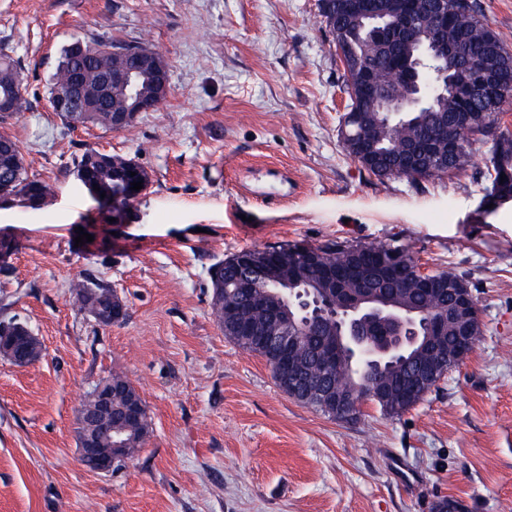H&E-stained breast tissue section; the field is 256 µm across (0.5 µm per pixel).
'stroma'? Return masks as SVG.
Returning <instances> with one entry per match:
<instances>
[{
    "mask_svg": "<svg viewBox=\"0 0 512 512\" xmlns=\"http://www.w3.org/2000/svg\"><path fill=\"white\" fill-rule=\"evenodd\" d=\"M161 52L170 94L120 131L65 125L48 104L64 47L100 38ZM28 107L0 130L53 196L0 201V320L42 357L0 356V512H512V203H483L491 138L469 166L380 179L345 150L348 98L318 0H0V54ZM151 176L120 223L73 173L85 150ZM91 234L76 245L79 232ZM390 242L464 278L483 319L472 355L401 417L344 422L285 394L224 335L208 270L280 243ZM86 272L127 306L103 327L74 302ZM122 372L152 431L116 472L80 461L77 416Z\"/></svg>",
    "mask_w": 512,
    "mask_h": 512,
    "instance_id": "1",
    "label": "stroma"
}]
</instances>
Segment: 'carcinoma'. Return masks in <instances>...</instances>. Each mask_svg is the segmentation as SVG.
<instances>
[{"mask_svg":"<svg viewBox=\"0 0 512 512\" xmlns=\"http://www.w3.org/2000/svg\"><path fill=\"white\" fill-rule=\"evenodd\" d=\"M448 12L452 24L442 30L441 39L454 47L462 42L466 45L468 59L446 64L428 55L419 43L427 39V33L420 27L400 29L393 33L388 45L372 46L367 55L376 70V93L389 96L392 92L400 93L411 103L410 112H372L370 98L357 104L358 119L354 136L343 139L348 154H359L358 163L369 174L384 178H406L414 182L442 178L450 173L464 170L471 161V146L480 137L495 136L494 148L489 158L488 180L485 188L486 197L493 206H502L512 202V132L500 128V108H490L484 102L470 106L474 118L469 125L454 126L459 113L460 102L458 90L469 81L472 67L490 68L498 71L512 81V51L508 48L507 36L495 32L484 22L476 0H447ZM112 39H100L91 43L93 57L74 58L70 50L63 51L61 60L52 76L51 86L64 87L76 75L83 81V88L95 91L103 70L115 63L109 49ZM411 63L419 74V84L434 82L439 86V94L421 99L414 85L393 77L392 65L397 62ZM10 96L16 100L15 112L27 108L23 94V76L15 61L8 55H0V98ZM126 104L125 94L116 89L108 107L98 112H60L58 116L68 126L92 123L106 129H112V109H120ZM446 135L452 137L457 148L453 155L442 161L426 160L419 175L413 176L397 166L398 158L406 152H420L423 141L429 136ZM21 155L20 147L8 134H0V199L14 201L17 204L38 210L48 203L52 196V187L45 181L29 176L26 167L14 165V159ZM133 160L120 154H106L90 149L85 151L74 163V175L92 195L99 187L107 198L125 196L129 186L136 178L128 175ZM506 175L500 179V175ZM293 245L284 244L266 249L269 256L280 259L288 255V263L273 267L271 277L297 276L300 282L310 286H319L324 281L327 269L336 271V276L346 279V287L354 295L360 291L374 297H384L396 304L410 309L431 310L448 303V294H428L415 287L418 265L412 253H407L409 264L397 266L390 271L388 279L381 280L374 275L362 278L365 259L358 255L368 249L378 254L396 249L390 243H377L370 247L363 244H346L327 242L317 246L322 252L321 261L306 264L299 258H293ZM210 280L221 284L218 300L212 302L213 314L224 336L235 341L243 349L248 346L241 341L231 326L232 317L240 310L252 311V319L261 324H268L273 313L268 305L259 303L267 296L268 289L242 287L243 272L230 258L219 261L209 269ZM79 309L94 317L102 314L110 317L112 286L84 274L71 285ZM336 335V326L326 324L321 335L309 337L302 341L300 357L304 363L305 374L310 379L323 375L321 369V351L323 340ZM376 373L372 368L360 366L353 359V354L344 351L336 363V371L329 379L331 388L344 394L355 393L360 404L370 401L368 391ZM101 384L119 388L137 396L141 403V420L131 422L122 417L121 407L125 397L118 394L115 398L116 418L112 421V438L125 442V446L116 460L121 466L132 458L145 444L150 433L151 423L147 415L144 400L137 388L122 374L112 373L101 380ZM96 401L93 393H87L82 403V419L96 425L101 437L102 447H108L106 432L96 424Z\"/></svg>","mask_w":512,"mask_h":512,"instance_id":"obj_1","label":"carcinoma"}]
</instances>
